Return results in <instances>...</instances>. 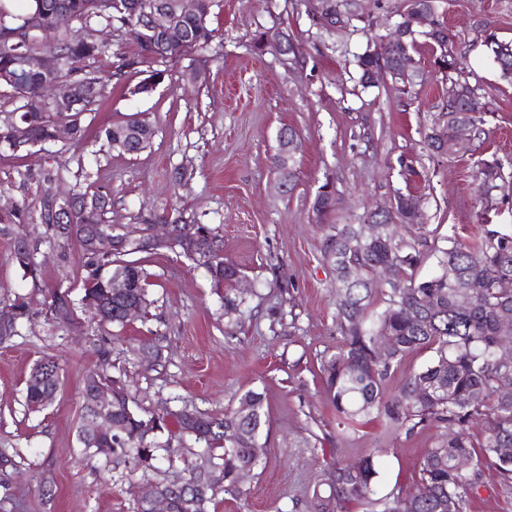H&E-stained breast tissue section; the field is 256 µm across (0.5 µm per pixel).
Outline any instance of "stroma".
<instances>
[{
    "instance_id": "obj_1",
    "label": "stroma",
    "mask_w": 512,
    "mask_h": 512,
    "mask_svg": "<svg viewBox=\"0 0 512 512\" xmlns=\"http://www.w3.org/2000/svg\"><path fill=\"white\" fill-rule=\"evenodd\" d=\"M361 10L337 6L321 27L322 0H216L213 38L206 50L158 60L113 76L107 97L84 117L81 142L57 141L19 159H0V214L33 197L18 189L17 170L53 165L61 194L89 186L109 193L108 223L131 232L159 218L209 225L222 240L224 260L241 272L216 285L206 269L180 251L163 248L145 262L150 272L147 317L124 328L98 330L91 313L72 322L52 319L50 292L69 286L82 296L77 245L60 262L42 248L36 278L25 277L0 238V299L22 297L33 316L0 348V450L18 467L0 481V512H136L144 481L125 465H102L78 442L80 390L98 362L97 346L112 347L110 375L119 377L144 408L169 401L220 413L242 393L262 392L269 407L266 459L241 483V496L217 495L210 512H311L314 492L333 465L379 451L380 494L408 492L418 460L439 433L428 425L405 437L379 422L338 426L319 377L320 357L334 352L336 272L325 257L337 224H356L366 212L395 208L397 194L420 203L419 223L463 238L478 230L476 161L512 160V84L503 80L486 33L512 41V0H439L470 79L478 81L486 138L475 155L448 157L425 147L422 132L439 115L449 82L432 69L435 51L418 41L411 53L425 80L416 95L399 92L391 76L362 86L356 58L374 49L410 0H360ZM290 34L297 55L257 44L260 34ZM203 69L192 81L188 73ZM150 92L133 88L149 75ZM138 115L154 129L136 156L105 147L99 132ZM298 135L296 178L282 192L274 166L281 128ZM335 209L317 216L320 186ZM245 298L235 322L225 297ZM163 349L160 364L141 361L139 342ZM63 367L51 407L27 408L25 381L43 357Z\"/></svg>"
}]
</instances>
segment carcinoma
<instances>
[{
    "mask_svg": "<svg viewBox=\"0 0 512 512\" xmlns=\"http://www.w3.org/2000/svg\"><path fill=\"white\" fill-rule=\"evenodd\" d=\"M214 0H197L196 11L183 14L176 0H27V10L12 14L0 6V87L9 90L16 107L0 117V142L9 140L16 126L25 129L32 146L54 141V131L69 125L71 138L80 139L83 116L102 99L112 77L97 76L96 63L112 56L111 43L97 38L104 30L121 31L138 46L132 55H117L119 70H134L159 59L173 58L189 49L205 48L213 37L208 18ZM164 8L180 27L183 44H170L150 32L151 15ZM65 10L77 29H62L56 14ZM436 0H412L400 14L398 24L404 38L397 43L405 55L417 38L423 37L440 49L434 66L448 76L450 86L442 117L424 131V142L432 152L448 156L473 151L481 138L482 120L466 112L475 87L462 75V62L453 48L448 28L434 21ZM428 18L418 27L417 15ZM501 77L512 81V44L490 34L486 40ZM51 54L57 60L48 73L31 71L25 61ZM360 82L372 85L383 69L394 61L380 53H364L357 60ZM66 80L76 87V104L58 108L46 98L45 86ZM101 136L114 149L138 155L147 149L154 130L145 121L131 117L106 127ZM280 186L290 191L295 177V154L274 157ZM477 192L484 203L508 183L500 159L477 160ZM19 185L36 184L30 202L0 216V237L10 242V259L23 275L36 278L41 247L59 250L67 260L66 247L75 242L81 253L83 298L99 302L103 316L97 326H123L122 313L128 302L148 313V273L134 253L153 255L157 250L178 248L203 265L216 284L231 283L238 270L224 267V256L213 230L206 224H174L172 239L164 245L148 241L150 227L141 230V248L126 245L127 234L107 223L109 195L101 190L76 191L67 198L51 194L61 179L59 169L45 167L33 173L16 171ZM416 198L400 195L396 202L401 222L412 221ZM391 214L371 213L361 224H338L327 242L325 256L336 271V319L340 338L336 351L320 358V373L329 400L340 422L349 426L377 419L385 427L413 434L429 424L448 430V438L424 450L415 486L420 494L399 492L376 497L379 472L376 455L369 453L338 463L324 481L327 500L340 510L353 504L362 512H466L468 503L495 473L503 488L512 489V329L501 328L504 316L512 318V234L498 225L480 223L474 240L459 239L453 228L439 239L424 224L414 225L413 235L399 238ZM39 224L43 235L33 237L22 229ZM444 245H439V242ZM435 258L436 272L417 280L416 267ZM390 266L391 275L380 283L379 271ZM381 298L385 307L369 309ZM71 290L61 285L52 290L50 308L56 318L69 320L73 313ZM9 315L10 329L0 331V347L8 345L19 328L32 323L25 301L16 297L0 304V317ZM392 340L389 357L380 361L376 345ZM421 351L431 352L429 361L417 370L403 371L406 360ZM100 364L86 375L79 442L83 453L108 464L123 460L138 470L160 474L159 451L173 461L175 450L156 440L155 432L173 424L179 437H189L223 453L210 456L207 465L186 468L185 485L174 492L179 512H209L218 489L229 495L241 493L238 476L251 471L266 457L262 433L269 423L263 393L251 389L222 414L209 415L190 404L175 412L166 407L147 411L138 406L121 380L107 374L112 350L97 349ZM62 366L58 358L39 360L25 385L28 408L40 412L52 405L59 388ZM395 387H390L391 383ZM100 387L112 390V431L101 433L93 426L91 403Z\"/></svg>",
    "mask_w": 512,
    "mask_h": 512,
    "instance_id": "carcinoma-1",
    "label": "carcinoma"
}]
</instances>
